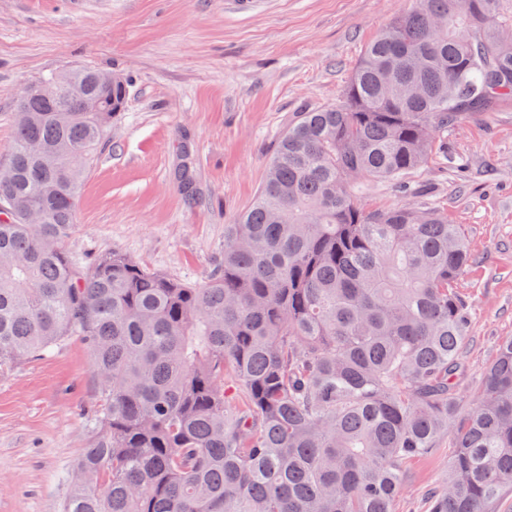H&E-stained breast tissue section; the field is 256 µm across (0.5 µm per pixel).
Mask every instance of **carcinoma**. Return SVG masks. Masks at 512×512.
Listing matches in <instances>:
<instances>
[{"label":"carcinoma","mask_w":512,"mask_h":512,"mask_svg":"<svg viewBox=\"0 0 512 512\" xmlns=\"http://www.w3.org/2000/svg\"><path fill=\"white\" fill-rule=\"evenodd\" d=\"M18 104L0 161V372L74 329L103 405L63 512H396L404 464L452 452L430 512L512 492V338L462 393L470 262L437 207L367 211L438 134L512 102V0H415L367 44L342 100L297 113L224 259L190 283L64 247L123 84L66 68ZM95 102L103 112L86 111ZM200 200L193 159L175 166Z\"/></svg>","instance_id":"carcinoma-1"}]
</instances>
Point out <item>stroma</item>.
<instances>
[{
    "instance_id": "35a3bbf8",
    "label": "stroma",
    "mask_w": 512,
    "mask_h": 512,
    "mask_svg": "<svg viewBox=\"0 0 512 512\" xmlns=\"http://www.w3.org/2000/svg\"><path fill=\"white\" fill-rule=\"evenodd\" d=\"M413 0H0V151L13 141L22 87L89 65L123 75L125 108L76 202L66 250L82 265L118 250L192 283L224 255V227L254 202L295 112L339 103L365 46ZM188 137L202 187L187 204L172 180ZM405 175L362 182L365 209L437 206L462 225L472 261L463 388L512 336V105L441 136ZM102 403L81 333L0 374V512H62L69 477L92 447ZM448 446L408 461L397 512H428Z\"/></svg>"
}]
</instances>
